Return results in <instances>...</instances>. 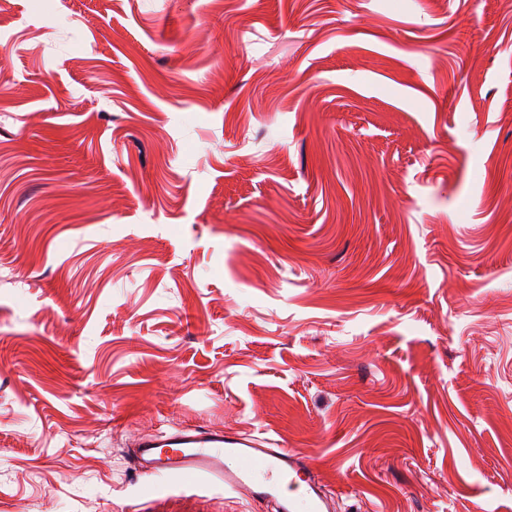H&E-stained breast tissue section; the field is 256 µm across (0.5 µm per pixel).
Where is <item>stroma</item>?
<instances>
[{
	"label": "stroma",
	"mask_w": 512,
	"mask_h": 512,
	"mask_svg": "<svg viewBox=\"0 0 512 512\" xmlns=\"http://www.w3.org/2000/svg\"><path fill=\"white\" fill-rule=\"evenodd\" d=\"M185 425L512 512L505 0H10L0 512H269L137 470Z\"/></svg>",
	"instance_id": "obj_1"
}]
</instances>
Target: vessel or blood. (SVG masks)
Masks as SVG:
<instances>
[{
    "instance_id": "vessel-or-blood-1",
    "label": "vessel or blood",
    "mask_w": 512,
    "mask_h": 512,
    "mask_svg": "<svg viewBox=\"0 0 512 512\" xmlns=\"http://www.w3.org/2000/svg\"><path fill=\"white\" fill-rule=\"evenodd\" d=\"M133 460L142 473L217 481L227 491L275 503L278 512H297L300 503L306 512L331 509L332 497L306 454L247 432L179 428L138 440Z\"/></svg>"
}]
</instances>
